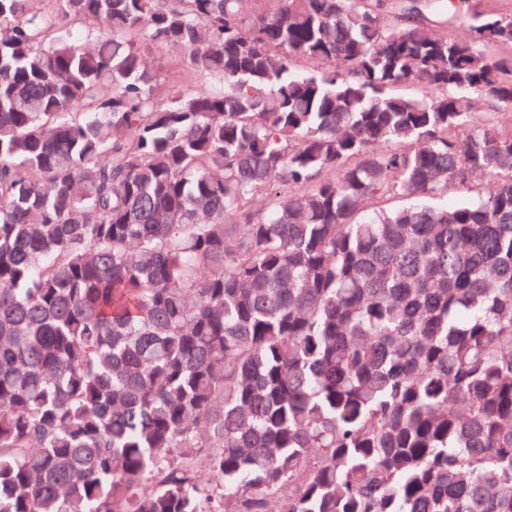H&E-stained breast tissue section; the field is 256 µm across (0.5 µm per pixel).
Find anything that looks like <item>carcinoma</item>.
I'll return each mask as SVG.
<instances>
[{"label":"carcinoma","instance_id":"1","mask_svg":"<svg viewBox=\"0 0 512 512\" xmlns=\"http://www.w3.org/2000/svg\"><path fill=\"white\" fill-rule=\"evenodd\" d=\"M502 109L483 0H0V512H512ZM144 56L152 68L166 74L167 84L164 88L169 90L172 86L180 85L184 63L178 54L154 44L145 46Z\"/></svg>","mask_w":512,"mask_h":512}]
</instances>
